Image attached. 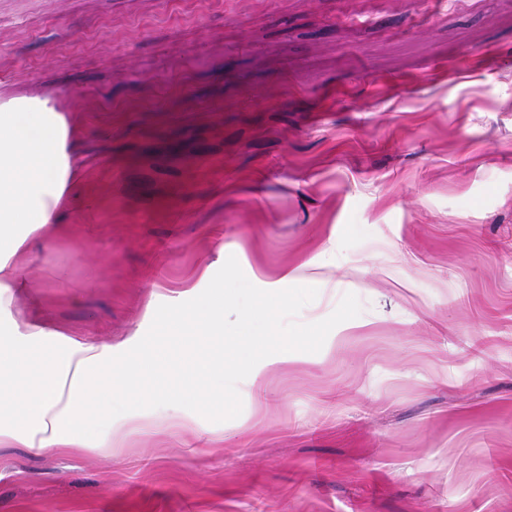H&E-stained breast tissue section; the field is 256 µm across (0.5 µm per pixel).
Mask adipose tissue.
I'll return each mask as SVG.
<instances>
[{
  "instance_id": "1",
  "label": "adipose tissue",
  "mask_w": 512,
  "mask_h": 512,
  "mask_svg": "<svg viewBox=\"0 0 512 512\" xmlns=\"http://www.w3.org/2000/svg\"><path fill=\"white\" fill-rule=\"evenodd\" d=\"M0 252L16 253L25 239L15 224H48L44 199L53 178L51 133L27 120L0 126ZM238 292L232 275L215 284L192 307L157 317V334L132 359H112L108 346L93 341L75 343L67 358H59L36 339L17 344L0 335V373L8 377L0 388V446L60 450L83 447L98 420L111 417L114 407L157 398L177 408L173 420L187 424L191 411H220L230 395L226 372L251 365L261 347L254 337L277 326L287 302L270 297L241 316L238 330L227 332L224 306Z\"/></svg>"
}]
</instances>
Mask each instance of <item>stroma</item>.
I'll return each instance as SVG.
<instances>
[{
    "instance_id": "35a3bbf8",
    "label": "stroma",
    "mask_w": 512,
    "mask_h": 512,
    "mask_svg": "<svg viewBox=\"0 0 512 512\" xmlns=\"http://www.w3.org/2000/svg\"><path fill=\"white\" fill-rule=\"evenodd\" d=\"M69 129L0 294L121 360L232 274L315 261L304 356L225 412L0 447V512H512V0H0V114ZM209 278H201L202 267Z\"/></svg>"
}]
</instances>
